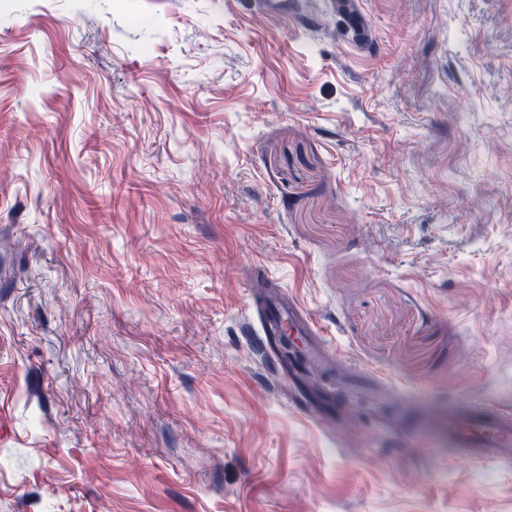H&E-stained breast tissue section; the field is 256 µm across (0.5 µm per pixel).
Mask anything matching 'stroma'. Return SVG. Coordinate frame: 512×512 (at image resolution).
I'll list each match as a JSON object with an SVG mask.
<instances>
[{
  "instance_id": "stroma-1",
  "label": "stroma",
  "mask_w": 512,
  "mask_h": 512,
  "mask_svg": "<svg viewBox=\"0 0 512 512\" xmlns=\"http://www.w3.org/2000/svg\"><path fill=\"white\" fill-rule=\"evenodd\" d=\"M362 3L0 0V512H512V0ZM453 439L473 461L512 459V419L490 404L472 406L453 426Z\"/></svg>"
}]
</instances>
